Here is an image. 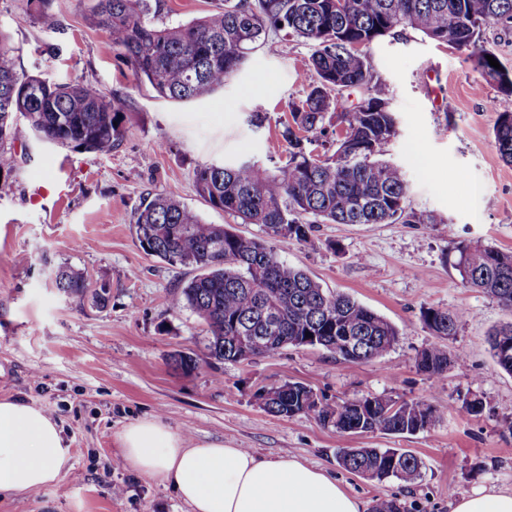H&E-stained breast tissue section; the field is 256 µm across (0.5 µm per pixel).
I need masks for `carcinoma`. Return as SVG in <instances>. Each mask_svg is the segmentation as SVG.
Instances as JSON below:
<instances>
[{"mask_svg":"<svg viewBox=\"0 0 512 512\" xmlns=\"http://www.w3.org/2000/svg\"><path fill=\"white\" fill-rule=\"evenodd\" d=\"M160 0H96L95 24L109 37L117 55L137 80L158 96L189 102L224 87L246 56L265 46L269 32L311 45L309 81L304 99L289 104L283 124L288 165L274 170L245 160L210 162L194 173L197 194L212 208L256 224L264 236L244 235L232 226L208 224L179 200L147 195L134 216L140 248L169 265L190 267L196 274L171 298L174 309L186 308L204 325L203 356H171L188 373L210 360L244 362L261 356L242 348L240 337L267 331L277 319L269 352L299 348L306 335L334 350L336 337L349 332L365 339V360L393 351L399 329L351 296L328 291L301 269L281 262L269 241H312L314 224L412 223L407 210V181L397 165L380 158L382 147L397 135L389 90L374 74L368 49L379 37L410 28L440 44L468 51L483 78L512 93L506 67L495 69L494 55L481 40L488 26L512 29V0H224V10L186 23L157 22ZM126 101L106 98L86 82H50L16 69L13 50L0 31V172L18 168L13 149L18 118L34 137L56 145L109 155L122 142ZM501 159L512 163V112H502L493 130ZM335 146L331 156L315 158L309 146L319 140ZM462 282L512 310V253L474 244L459 248ZM54 285L72 303L87 297L90 284L70 267L54 272ZM468 314L463 310L428 309L423 324L446 339ZM508 337V353L499 337ZM498 367L512 375V323L489 335ZM433 362L426 371L439 376L448 361L465 363L460 353L442 344L420 352ZM265 410L288 418L314 414L340 434L382 431L412 435L415 421L436 420V409L420 400L403 401L402 413L388 414L397 400L364 396L358 400L309 402L311 387L288 382L270 389ZM392 448H340L339 465L372 480H416L422 463L400 454L392 467Z\"/></svg>","mask_w":512,"mask_h":512,"instance_id":"cac0c4a2","label":"carcinoma"}]
</instances>
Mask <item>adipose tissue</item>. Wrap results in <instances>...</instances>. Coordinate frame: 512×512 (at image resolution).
<instances>
[{
  "label": "adipose tissue",
  "instance_id": "1",
  "mask_svg": "<svg viewBox=\"0 0 512 512\" xmlns=\"http://www.w3.org/2000/svg\"><path fill=\"white\" fill-rule=\"evenodd\" d=\"M124 467L172 488L190 512H368L336 478L298 456L274 458L244 448L185 438L157 418L117 436ZM72 468L57 421L20 400H0V494L35 491Z\"/></svg>",
  "mask_w": 512,
  "mask_h": 512
}]
</instances>
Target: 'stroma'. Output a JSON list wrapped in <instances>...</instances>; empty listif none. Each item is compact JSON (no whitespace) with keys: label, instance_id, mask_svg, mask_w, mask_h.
I'll use <instances>...</instances> for the list:
<instances>
[{"label":"stroma","instance_id":"obj_1","mask_svg":"<svg viewBox=\"0 0 512 512\" xmlns=\"http://www.w3.org/2000/svg\"><path fill=\"white\" fill-rule=\"evenodd\" d=\"M93 0H53L54 28L18 23L23 0H0V30L17 65L53 81L89 82L108 98H125L126 133L107 156L36 142L19 127L17 174L0 177V398L57 415L73 468L56 484L0 497V512H188L159 480L119 465L118 433L144 417L169 422L188 442H221L265 457L290 452L331 473L367 503L398 498L406 512H450L451 497L512 490V375L499 369L489 332L512 311L464 287L460 246L482 243L512 252V164L495 147L500 113L512 94L486 82L465 52L410 29L380 38L369 56L389 88L397 135L383 157L400 166L407 206L442 216L439 224H319L315 245L275 243L280 261L305 270L322 288L347 293L400 331L384 358L348 364L317 347L291 348L250 362H224L185 374L171 354L201 352L204 326L170 299L191 273L145 254L132 216L146 194L162 193L209 224L251 235L259 228L212 208L194 188L206 162L286 165L279 131L289 103L306 90L296 75L310 47L270 34L223 89L190 103L159 98L137 83L107 34L92 22ZM262 113V126L251 122ZM67 266L91 284L107 283L105 305L72 306L51 281ZM470 314L449 350L467 363L439 377L416 368L437 339L423 310ZM309 385L318 398L389 396L438 411L428 429L405 438L383 432L342 436L313 416H275L258 403L260 387ZM481 398L482 415L458 413ZM340 448H395L419 457L418 479L370 480L339 466Z\"/></svg>","mask_w":512,"mask_h":512}]
</instances>
